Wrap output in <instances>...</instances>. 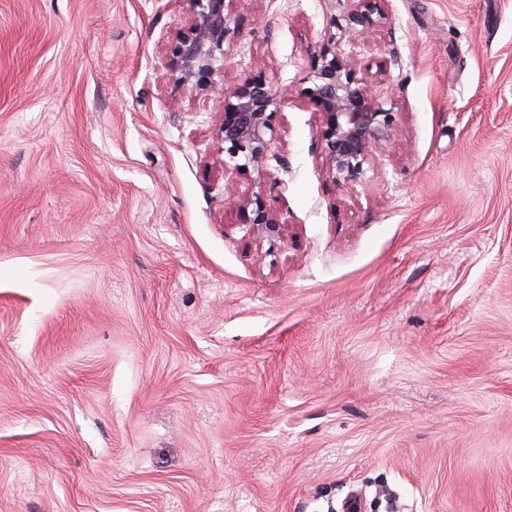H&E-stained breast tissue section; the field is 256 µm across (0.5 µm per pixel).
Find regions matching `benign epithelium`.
I'll list each match as a JSON object with an SVG mask.
<instances>
[{"instance_id":"obj_1","label":"benign epithelium","mask_w":512,"mask_h":512,"mask_svg":"<svg viewBox=\"0 0 512 512\" xmlns=\"http://www.w3.org/2000/svg\"><path fill=\"white\" fill-rule=\"evenodd\" d=\"M189 32L165 62L172 83L222 98L219 132L224 143V171L243 167L262 171L270 154V116L281 104V88L259 75L239 82L228 60L226 45L241 35L242 21L232 17V0H190ZM343 7L331 24L346 36L322 45L307 75L306 95L320 112L319 141L329 173L337 187L354 191L370 181L372 151L388 146L398 127L399 113L372 95L353 67L356 37L384 19L386 0H340ZM243 225L268 235L280 230L281 218L262 201V191L243 205Z\"/></svg>"}]
</instances>
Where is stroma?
Wrapping results in <instances>:
<instances>
[{"label":"stroma","mask_w":512,"mask_h":512,"mask_svg":"<svg viewBox=\"0 0 512 512\" xmlns=\"http://www.w3.org/2000/svg\"><path fill=\"white\" fill-rule=\"evenodd\" d=\"M189 0H0V512H512V0H389L399 114L338 189L327 0H234L287 167L234 173L162 63ZM400 64H392V56ZM252 196L254 198L241 206V208L246 209L247 213V218L244 220L243 225L249 226L252 229L257 227V229H260L267 235L277 234L282 224L281 218L276 212L266 207L262 201L261 192L256 191ZM250 205L253 207L249 212Z\"/></svg>","instance_id":"obj_1"}]
</instances>
